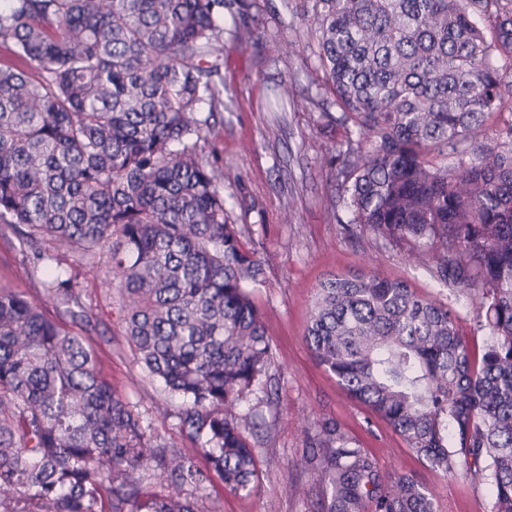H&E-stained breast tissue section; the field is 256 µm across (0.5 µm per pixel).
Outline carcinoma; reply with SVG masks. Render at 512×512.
Returning a JSON list of instances; mask_svg holds the SVG:
<instances>
[{"instance_id":"1","label":"carcinoma","mask_w":512,"mask_h":512,"mask_svg":"<svg viewBox=\"0 0 512 512\" xmlns=\"http://www.w3.org/2000/svg\"><path fill=\"white\" fill-rule=\"evenodd\" d=\"M226 13L246 29L239 0H0V227L88 333L102 321L51 249L119 271L124 335L206 458L158 439L84 337L0 286V512H201L216 477L254 488L238 406L271 365L248 289L264 268L202 148L224 110ZM314 22L336 121L356 134L347 223L478 291L488 340L473 348L454 308L375 270L321 282L305 340L429 468L465 467L487 512H512V121L493 126L512 112V0H315ZM304 457L315 512H439L334 422Z\"/></svg>"}]
</instances>
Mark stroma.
<instances>
[{"label":"stroma","mask_w":512,"mask_h":512,"mask_svg":"<svg viewBox=\"0 0 512 512\" xmlns=\"http://www.w3.org/2000/svg\"><path fill=\"white\" fill-rule=\"evenodd\" d=\"M244 0L252 34L239 43L232 22L224 24V110L211 121L209 145L224 164V199L231 221L243 229L248 249L264 267L253 290L272 339L269 370L276 395L258 385L241 404L259 426V480L250 494L213 482L202 494L204 512H313L316 490L303 448L322 421L333 420L389 473L415 476L436 498L441 512H487L490 491L463 473L440 474L384 421L349 399L305 342L319 283L332 274L377 270L450 304L466 339L483 345L486 333L455 285L435 280L431 259L412 263L413 246L376 237L347 225L344 207L350 169L339 153L347 133L336 124L333 105L323 104L324 75L317 36L306 12L312 0ZM292 82L295 97L283 113L272 110L274 85ZM54 267L73 272L82 300L107 328L91 345L118 393L132 402L167 443L195 452L181 431L178 398L169 395L137 361L118 320V295L103 268L57 252ZM43 275L25 270L12 234L0 232V285L40 300Z\"/></svg>","instance_id":"35a3bbf8"}]
</instances>
